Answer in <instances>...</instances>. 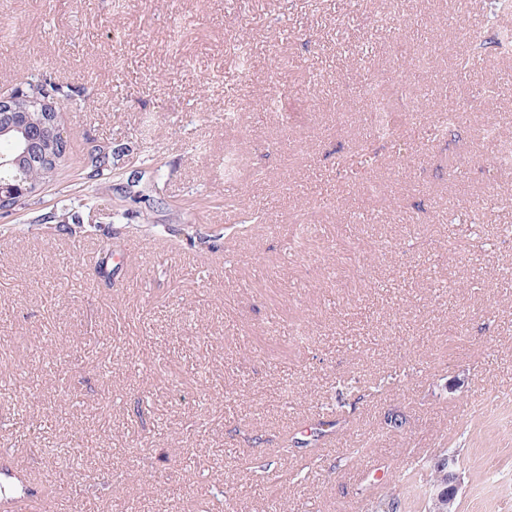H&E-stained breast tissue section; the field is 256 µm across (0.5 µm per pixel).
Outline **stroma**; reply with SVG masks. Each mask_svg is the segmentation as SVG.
I'll return each instance as SVG.
<instances>
[{
  "label": "stroma",
  "instance_id": "stroma-1",
  "mask_svg": "<svg viewBox=\"0 0 512 512\" xmlns=\"http://www.w3.org/2000/svg\"><path fill=\"white\" fill-rule=\"evenodd\" d=\"M474 2L0 0V95L61 87L68 131L51 180L0 212L21 512H371L397 467L448 453L459 512H512V176L480 132L512 139V57L459 66ZM382 80L407 84L388 141ZM445 112L464 123L428 141ZM235 203L253 234H227ZM75 212L91 232L66 231ZM321 413L340 423L313 450Z\"/></svg>",
  "mask_w": 512,
  "mask_h": 512
}]
</instances>
